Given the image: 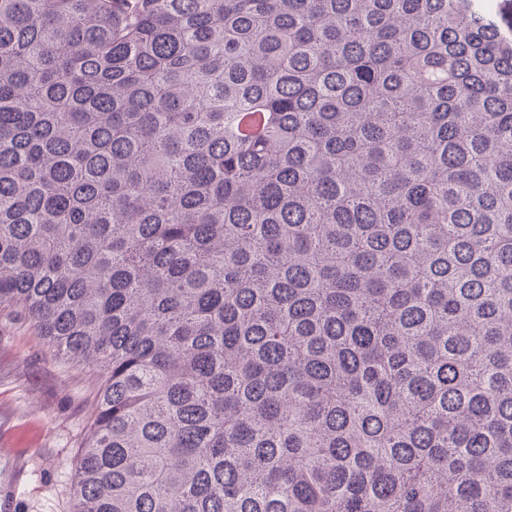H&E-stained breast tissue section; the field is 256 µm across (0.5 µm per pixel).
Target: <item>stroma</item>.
<instances>
[{"label": "stroma", "mask_w": 512, "mask_h": 512, "mask_svg": "<svg viewBox=\"0 0 512 512\" xmlns=\"http://www.w3.org/2000/svg\"><path fill=\"white\" fill-rule=\"evenodd\" d=\"M95 387L92 370L64 364L26 322L0 316V512H70Z\"/></svg>", "instance_id": "obj_1"}]
</instances>
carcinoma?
<instances>
[{"instance_id": "obj_1", "label": "carcinoma", "mask_w": 512, "mask_h": 512, "mask_svg": "<svg viewBox=\"0 0 512 512\" xmlns=\"http://www.w3.org/2000/svg\"><path fill=\"white\" fill-rule=\"evenodd\" d=\"M1 314L72 512H512V9L0 0Z\"/></svg>"}]
</instances>
